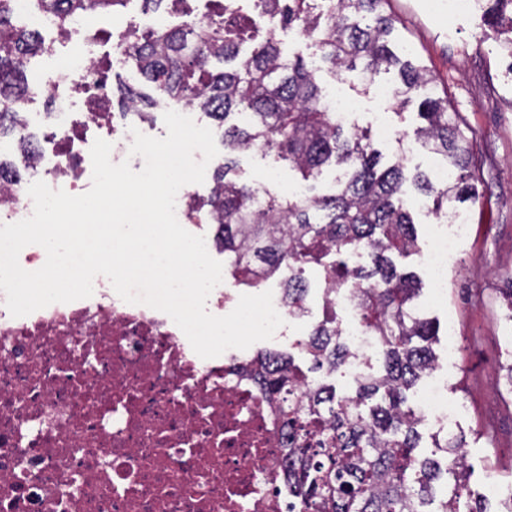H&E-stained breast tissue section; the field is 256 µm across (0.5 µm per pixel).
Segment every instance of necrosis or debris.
<instances>
[{
    "label": "necrosis or debris",
    "mask_w": 512,
    "mask_h": 512,
    "mask_svg": "<svg viewBox=\"0 0 512 512\" xmlns=\"http://www.w3.org/2000/svg\"><path fill=\"white\" fill-rule=\"evenodd\" d=\"M78 13L59 43V72L23 108L32 153L22 175L0 180V224L28 218L30 184L72 195L92 180L95 139L110 159L131 154L133 131L156 137L155 113L102 110L112 71L98 67L104 33ZM176 217L213 241L219 227L192 185L176 197ZM462 215L431 225L422 256L430 279H448ZM342 335L354 353L343 373L366 377L375 338L356 319L347 289ZM293 434L268 401L247 351L204 359L165 313L122 300L99 275L91 297L12 316L0 292V512H302L287 474Z\"/></svg>",
    "instance_id": "obj_1"
}]
</instances>
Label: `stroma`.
I'll return each mask as SVG.
<instances>
[{"instance_id": "stroma-1", "label": "stroma", "mask_w": 512, "mask_h": 512, "mask_svg": "<svg viewBox=\"0 0 512 512\" xmlns=\"http://www.w3.org/2000/svg\"><path fill=\"white\" fill-rule=\"evenodd\" d=\"M385 11L395 21L396 46L424 66L452 111L461 113L477 135L483 155L480 198L468 205L464 233L448 266L447 287L426 278L420 255L397 257L406 270L422 276L424 314L438 332L436 373L448 382L449 402L465 409L448 432L463 437L472 469L471 487L487 492L489 482L512 485V401L501 396L495 378L512 359V327L504 316L501 288L512 282V57L502 51L498 33L484 22L483 8L447 16L434 0H388ZM324 94L357 101L353 121L368 128L375 113L406 136L420 124L417 103L402 113L392 105L360 95L337 73L319 74ZM240 181L285 194L303 185L299 173L273 156L246 151L236 157ZM320 293H312L309 315L287 337L254 343V350L276 349L309 360L298 346L311 324L321 321Z\"/></svg>"}]
</instances>
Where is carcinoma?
Masks as SVG:
<instances>
[{
    "instance_id": "cac0c4a2",
    "label": "carcinoma",
    "mask_w": 512,
    "mask_h": 512,
    "mask_svg": "<svg viewBox=\"0 0 512 512\" xmlns=\"http://www.w3.org/2000/svg\"><path fill=\"white\" fill-rule=\"evenodd\" d=\"M39 10L64 29L90 6L113 11L127 0H37ZM386 0H253L267 17L265 37L246 38L242 9H224L192 18L163 32H128L121 47L148 91L120 90L123 107L147 112L187 105L206 112L222 130L224 166L214 177L209 200L214 223L224 226L215 246L238 284L254 288L279 280L288 310L307 312L306 269L319 267L324 319L312 326L299 347L309 356L302 370L291 356L259 353L254 364L266 370L265 395L280 403L285 426L298 424L315 444L294 441L288 463L304 512H461L469 491L464 445L454 437L435 441L444 462L416 454L419 419L408 406L407 391L436 368V331L414 305L417 276L397 266L393 254L419 252L416 222L406 185L432 198L437 218L456 213V204L480 197L476 172L483 165L466 122L448 112L424 68L392 48L393 20ZM489 26L504 35L512 56V0H490ZM300 29L316 37L320 62L345 73L352 87L367 93L382 73L396 68L397 108L419 98L423 125L416 140L457 171L448 185L410 174L403 140L394 162L380 164L369 131L350 129L327 112L317 70L299 57L284 55L276 28ZM252 42L250 52L241 46ZM48 52L41 33L16 23L13 0H0V139L13 136L22 152L29 138L18 113L29 97L26 69L31 57ZM224 64L216 71L212 62ZM262 147L289 162L303 180H315L329 165L340 171L334 192L274 195L235 178L233 156ZM364 248L368 260L349 265L336 258ZM354 289L361 322L377 339L376 372L354 382V392L337 396L327 382L308 385L309 372H341L350 356L342 341L330 292ZM448 474L452 488L435 497L433 482Z\"/></svg>"
}]
</instances>
